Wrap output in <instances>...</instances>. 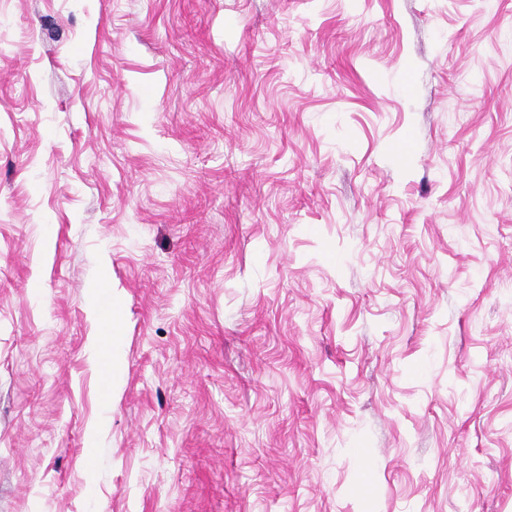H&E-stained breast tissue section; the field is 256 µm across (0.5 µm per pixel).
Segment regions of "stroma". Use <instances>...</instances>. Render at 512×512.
Segmentation results:
<instances>
[{
  "instance_id": "obj_1",
  "label": "stroma",
  "mask_w": 512,
  "mask_h": 512,
  "mask_svg": "<svg viewBox=\"0 0 512 512\" xmlns=\"http://www.w3.org/2000/svg\"><path fill=\"white\" fill-rule=\"evenodd\" d=\"M0 512H512V0H0ZM104 293H108L111 300L109 312H103L100 306V300ZM91 311L99 318L104 330V336L98 343L95 344L96 352L100 356L102 351L106 353V365L113 372L118 375L122 368L121 360L119 359L120 344L122 336H120V304L119 301L112 296V288L105 282H98L90 288V303Z\"/></svg>"
}]
</instances>
